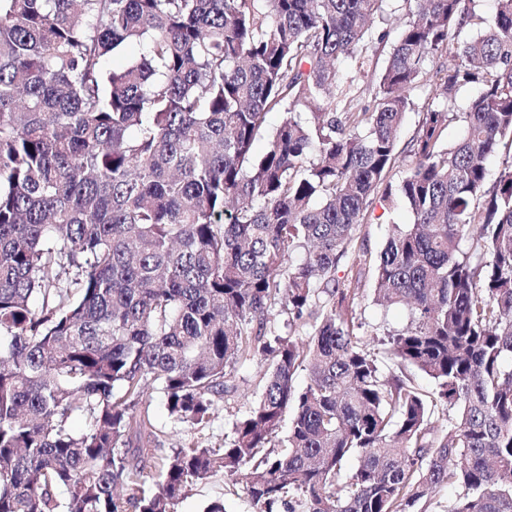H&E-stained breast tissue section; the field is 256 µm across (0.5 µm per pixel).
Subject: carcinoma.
Segmentation results:
<instances>
[{
    "mask_svg": "<svg viewBox=\"0 0 512 512\" xmlns=\"http://www.w3.org/2000/svg\"><path fill=\"white\" fill-rule=\"evenodd\" d=\"M382 2L0 0V512H176L220 472L243 474L253 512H418L448 487L443 512H512V0L488 21L473 0H419L370 108L337 64L365 58ZM128 44L139 57L110 66ZM396 195L413 223L375 255L359 224ZM368 272L376 301L410 311L381 339L391 375L361 335ZM258 360L270 371L224 447L158 455L149 391L204 427ZM432 96L433 86H431L429 82H424L411 94L413 104L397 132L396 142L397 151L400 154V162L399 167L394 168L391 173L393 181L396 183L399 181L402 171L406 168L405 164H408L409 160V158L404 160L406 154L403 151H406V147L415 136L422 116L421 113L424 112L427 104L431 101Z\"/></svg>",
    "mask_w": 512,
    "mask_h": 512,
    "instance_id": "cac0c4a2",
    "label": "carcinoma"
}]
</instances>
